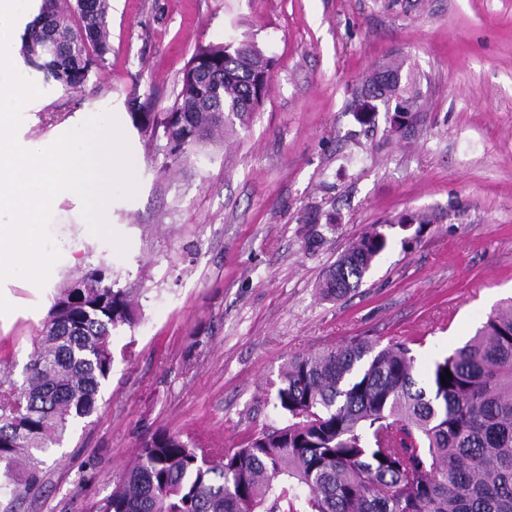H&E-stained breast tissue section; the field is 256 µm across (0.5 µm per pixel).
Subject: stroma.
<instances>
[{"label":"stroma","mask_w":512,"mask_h":512,"mask_svg":"<svg viewBox=\"0 0 512 512\" xmlns=\"http://www.w3.org/2000/svg\"><path fill=\"white\" fill-rule=\"evenodd\" d=\"M110 53L84 90L44 88L23 127L47 133L84 108L163 112L196 49L252 39L273 61L263 102L205 154L167 167L126 130L139 187L114 200L128 241L51 233L76 265L17 287L0 373L21 379L59 288L112 266L137 320L112 332L97 410L44 457L34 496L0 512H96L164 429L229 450L282 420L290 355L365 336L410 339L418 373L512 297V0H110ZM406 56L413 125L354 105L388 56ZM387 248L355 291L324 297L328 267L373 225Z\"/></svg>","instance_id":"35a3bbf8"}]
</instances>
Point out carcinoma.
I'll list each match as a JSON object with an SVG mask.
<instances>
[{
    "instance_id": "1",
    "label": "carcinoma",
    "mask_w": 512,
    "mask_h": 512,
    "mask_svg": "<svg viewBox=\"0 0 512 512\" xmlns=\"http://www.w3.org/2000/svg\"><path fill=\"white\" fill-rule=\"evenodd\" d=\"M79 26L71 24V12ZM110 0H41L18 53L27 76L65 91L106 65ZM402 61L379 65L359 112L407 102ZM269 61L252 41L198 48L173 106L133 112L142 136L181 163L261 104ZM387 236H362L328 270L321 293L357 288ZM136 308L105 266L55 298L25 379L0 377V493L40 491L36 453L96 409L112 370V330ZM451 374L448 384L441 378ZM275 408L288 420L215 455L157 430L144 439L100 512H512V299L434 362L423 385L409 343L354 337L289 357Z\"/></svg>"
}]
</instances>
